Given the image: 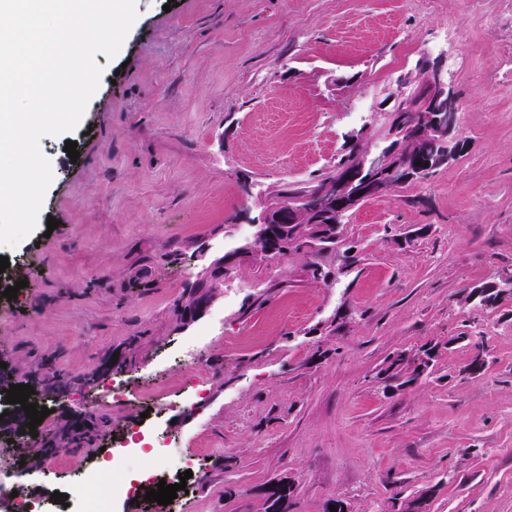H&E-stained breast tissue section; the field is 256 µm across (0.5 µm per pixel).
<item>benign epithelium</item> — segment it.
Masks as SVG:
<instances>
[{"instance_id": "obj_1", "label": "benign epithelium", "mask_w": 512, "mask_h": 512, "mask_svg": "<svg viewBox=\"0 0 512 512\" xmlns=\"http://www.w3.org/2000/svg\"><path fill=\"white\" fill-rule=\"evenodd\" d=\"M426 99L423 108L414 111L411 127L401 125L398 110L384 113V129H393L404 144V152L362 153L354 170L344 176L340 173L328 181L323 189L305 197L282 198L274 204H264L260 212L249 219L256 228L254 240L262 243L271 254L288 253L279 239L273 236L276 224H299L300 234L293 244L312 252L323 235L326 224H339L342 218L363 201L394 189L410 180L424 181L431 176V166L408 168L406 160L413 154L428 152L439 146L435 162H451L454 155L449 145L461 141V104L448 84L444 63L436 60L425 81ZM211 295L197 293L190 302L181 305L183 320L196 319L209 305Z\"/></svg>"}]
</instances>
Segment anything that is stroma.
I'll use <instances>...</instances> for the list:
<instances>
[{
	"label": "stroma",
	"mask_w": 512,
	"mask_h": 512,
	"mask_svg": "<svg viewBox=\"0 0 512 512\" xmlns=\"http://www.w3.org/2000/svg\"><path fill=\"white\" fill-rule=\"evenodd\" d=\"M137 18L81 124L40 140L52 164L39 225L0 248V390L34 387L50 413L37 447L61 477L0 436V468L28 490L62 486L137 425L141 391L196 473L167 506L112 512H512V300L467 302L512 272V0H137ZM444 57L462 156L343 218L358 258L332 282L289 252L241 261L190 324L176 307L213 258L251 237L282 183L333 170L349 135L378 130L400 84ZM78 144L70 161L66 141ZM251 180L252 194L242 191ZM184 260L168 266L173 249ZM480 377L464 368L476 339ZM205 359L203 397L183 403L185 348ZM427 361L398 384L390 357ZM125 380V404L95 400ZM78 422L85 439L63 433Z\"/></svg>",
	"instance_id": "35a3bbf8"
}]
</instances>
